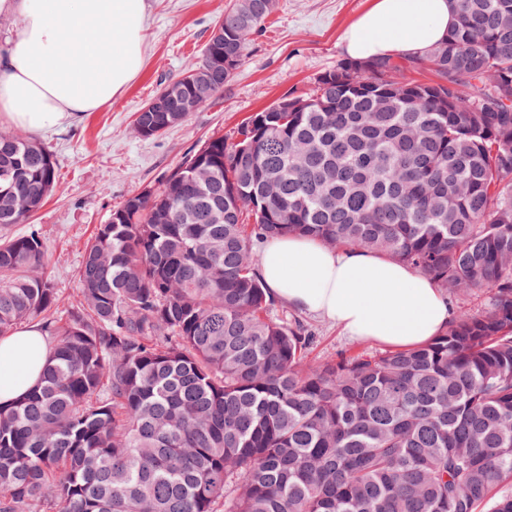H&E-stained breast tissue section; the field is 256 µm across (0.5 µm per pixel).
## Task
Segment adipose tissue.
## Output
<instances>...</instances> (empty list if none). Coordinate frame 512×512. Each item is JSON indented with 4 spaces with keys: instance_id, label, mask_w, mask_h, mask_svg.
<instances>
[{
    "instance_id": "adipose-tissue-1",
    "label": "adipose tissue",
    "mask_w": 512,
    "mask_h": 512,
    "mask_svg": "<svg viewBox=\"0 0 512 512\" xmlns=\"http://www.w3.org/2000/svg\"><path fill=\"white\" fill-rule=\"evenodd\" d=\"M150 0H0V128L72 125L110 105L145 61ZM455 0H369L343 45L355 60L419 55L445 40ZM260 275L291 307L351 337L411 347L437 336L451 311L427 276L394 259L338 251L300 236L267 242ZM51 347L39 325L0 337V403L33 389Z\"/></svg>"
}]
</instances>
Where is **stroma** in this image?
Instances as JSON below:
<instances>
[{
	"label": "stroma",
	"mask_w": 512,
	"mask_h": 512,
	"mask_svg": "<svg viewBox=\"0 0 512 512\" xmlns=\"http://www.w3.org/2000/svg\"><path fill=\"white\" fill-rule=\"evenodd\" d=\"M232 0H151L144 66L111 106L70 127L35 132L57 162L53 195L31 218L47 247L45 272L64 299L77 293L75 270L96 225L133 192L155 186L212 135L231 136L241 121L282 96L309 91L316 75L343 59V35L368 0H278L261 34L223 89L157 138L139 137L133 119L165 81L196 61ZM302 321L320 360L339 352H381L384 344L344 336L332 322Z\"/></svg>",
	"instance_id": "1"
}]
</instances>
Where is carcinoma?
Masks as SVG:
<instances>
[{"instance_id":"1","label":"carcinoma","mask_w":512,"mask_h":512,"mask_svg":"<svg viewBox=\"0 0 512 512\" xmlns=\"http://www.w3.org/2000/svg\"><path fill=\"white\" fill-rule=\"evenodd\" d=\"M276 7L234 0L168 85L203 106ZM419 68L435 80L399 78ZM55 183L50 150L0 135V336L52 340L0 405V512H512V0H458L427 52L341 59L211 137L96 226L68 305L40 228L6 234ZM284 235L489 301L425 344L312 361L259 274L256 243Z\"/></svg>"}]
</instances>
